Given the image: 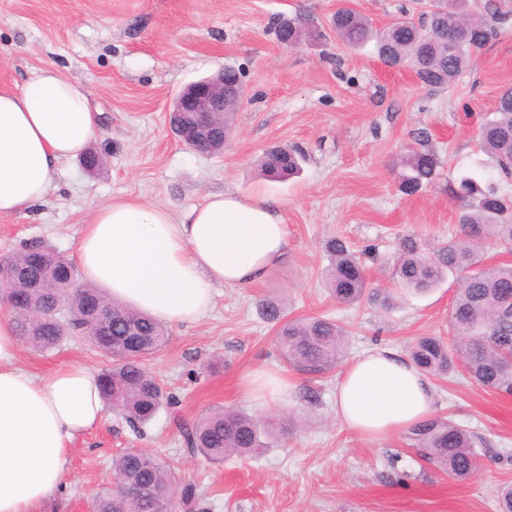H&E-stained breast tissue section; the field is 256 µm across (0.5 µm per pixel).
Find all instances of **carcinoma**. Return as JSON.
<instances>
[{
	"label": "carcinoma",
	"instance_id": "1",
	"mask_svg": "<svg viewBox=\"0 0 512 512\" xmlns=\"http://www.w3.org/2000/svg\"><path fill=\"white\" fill-rule=\"evenodd\" d=\"M426 19L406 18L401 28L375 29L349 7L336 10L331 31L342 44L357 48L375 42L379 59L387 66L410 65L419 82L430 88L453 83L468 67L472 52L484 47L508 24L512 13L496 0H432ZM278 39L301 43L323 39L325 34L296 16L276 24ZM482 149L493 159L498 172L512 176V86L502 89L493 118L479 128ZM302 154L280 147L266 151L260 170L271 177H286L300 170ZM438 155L425 145L407 148L400 161L399 189L413 195L439 176ZM459 202L457 223L461 234L434 253H428L412 237L400 240L393 261L395 283L403 290L425 292L439 285L450 272L464 273L449 316L453 342L441 336H421L408 347V359L432 376L459 370L480 386L512 395V265L479 266L474 244L492 237L512 245V201L495 187L462 175L452 184ZM331 263L325 282L336 302L354 305L367 288L360 257L341 238L326 243ZM54 257L51 287H29L44 275L41 259ZM26 275L12 282L4 293L19 339L36 350H55L79 324L93 325L104 311L112 322L87 340L112 359L99 373L107 406L122 416L138 436L166 410L179 420L178 396L167 390L146 366V359L168 340V330L155 319L113 302L89 284L75 287L72 262L51 247L32 241L6 256ZM265 320L278 326L279 352L290 366L316 375L333 369L345 353L347 334L336 321L311 317L288 319L282 305L262 304ZM184 444L193 455L214 466L231 455L259 457L272 444L292 433L288 423L276 419L258 421L234 408L204 412L183 426ZM407 438L418 453L457 480H466L477 469V441L452 421L434 416L411 428ZM112 475L119 487L103 490L92 503V512H203L196 486L181 480L171 465L147 451H125L112 458ZM141 486L144 493L127 498L125 485Z\"/></svg>",
	"mask_w": 512,
	"mask_h": 512
}]
</instances>
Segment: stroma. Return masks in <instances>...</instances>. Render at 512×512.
<instances>
[{"label": "stroma", "mask_w": 512, "mask_h": 512, "mask_svg": "<svg viewBox=\"0 0 512 512\" xmlns=\"http://www.w3.org/2000/svg\"><path fill=\"white\" fill-rule=\"evenodd\" d=\"M342 6L382 28L420 16L428 0H0V84L19 87L45 65L84 84L100 113L93 148L102 158L93 174L79 160L63 162L44 203L26 215H0V256L42 240L75 258L91 211L128 197L180 215L209 193L258 191L283 209L290 233L287 256L262 284L217 288L213 309L171 328L147 366L178 395L183 419L236 408L293 420L292 434L260 457L229 456L216 467L189 455L167 414L140 438L112 413L74 442L66 487L46 512H90L112 479L113 455L132 448L168 458L211 512H498L499 489L512 485V396L461 373L432 379L437 414L484 447L475 475L457 480L417 455L406 435L372 442L345 430L333 411L338 370L314 376L290 367L260 312L270 299L291 319H336L348 331L350 360L375 347L406 353L420 336H451L459 273L425 293L396 291L398 241L411 236L432 249L457 235L448 182L458 175L491 182L512 199V177L498 175L479 143L480 124L512 85V24L453 84L432 90L411 69L385 66L370 44L352 50L332 39L289 49L278 42L277 19L302 16L326 32ZM224 68L240 73L246 97L223 152L198 154L172 133L167 108L183 86ZM418 139L443 168L434 185L407 196L397 163ZM275 146L304 153L298 175L261 174L259 160ZM332 237L346 239L366 269L368 287L352 307L337 304L324 284V243ZM73 359L95 370L108 362L80 336L48 353L26 345L19 353L21 367L34 373ZM256 369L287 374L289 399H249L241 380Z\"/></svg>", "instance_id": "stroma-1"}]
</instances>
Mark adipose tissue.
Wrapping results in <instances>:
<instances>
[{
  "label": "adipose tissue",
  "instance_id": "adipose-tissue-1",
  "mask_svg": "<svg viewBox=\"0 0 512 512\" xmlns=\"http://www.w3.org/2000/svg\"><path fill=\"white\" fill-rule=\"evenodd\" d=\"M100 114L88 90L53 67L21 88L0 85V215L21 214L53 190L61 162L96 139ZM280 208L259 194H208L174 217L136 198L95 209L80 229L77 263L112 301L170 326L198 322L218 286L260 284L285 257ZM13 316L0 311V512H45L69 471L71 444L107 412L94 370L78 361L36 375L17 364ZM427 374L393 350L348 364L335 391L339 423L378 440L431 418Z\"/></svg>",
  "mask_w": 512,
  "mask_h": 512
}]
</instances>
